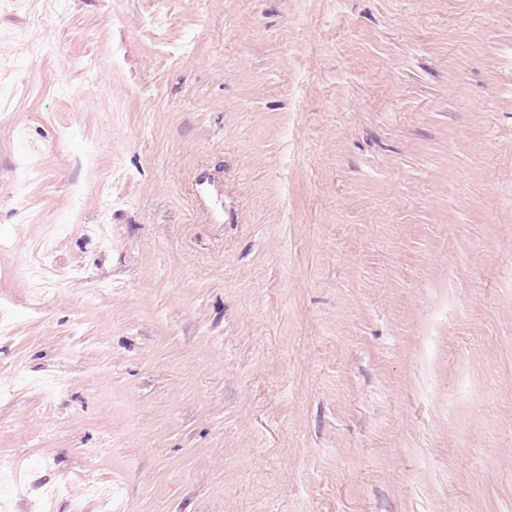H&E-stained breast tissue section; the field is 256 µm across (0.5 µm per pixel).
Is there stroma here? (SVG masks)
Listing matches in <instances>:
<instances>
[{
  "label": "stroma",
  "mask_w": 512,
  "mask_h": 512,
  "mask_svg": "<svg viewBox=\"0 0 512 512\" xmlns=\"http://www.w3.org/2000/svg\"><path fill=\"white\" fill-rule=\"evenodd\" d=\"M1 87L14 512H512V0L5 5ZM60 239L57 224L51 225L46 235L38 240L33 248L31 260L23 268V277H28L33 264H37L53 284H61L70 277V270L57 265L51 260L56 242ZM51 493L53 497L44 498L46 495L45 489H43L37 499V507L41 508L43 512H49L53 509L54 498H60L68 503L69 512H85L83 501L79 498L71 497L68 494L67 487L64 484L55 485Z\"/></svg>",
  "instance_id": "35a3bbf8"
}]
</instances>
